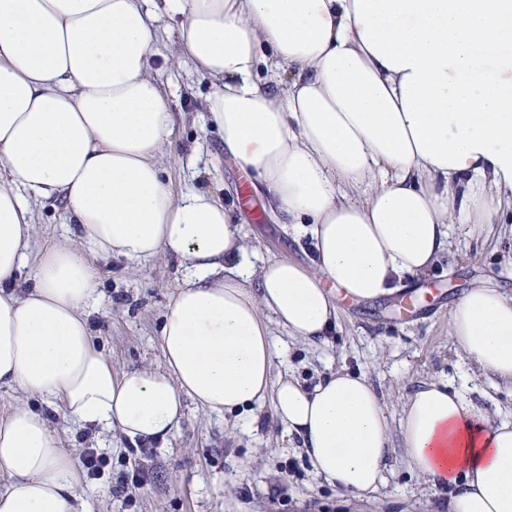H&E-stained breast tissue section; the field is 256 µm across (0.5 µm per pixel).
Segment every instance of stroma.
<instances>
[{"label":"stroma","instance_id":"1","mask_svg":"<svg viewBox=\"0 0 512 512\" xmlns=\"http://www.w3.org/2000/svg\"><path fill=\"white\" fill-rule=\"evenodd\" d=\"M153 66L169 94L175 120L163 158L174 191L211 189L223 194L238 234L259 257L310 262L308 237L295 236L273 218L263 198L243 206V172L225 152L216 130L207 126L204 99L210 82L190 64L165 65L177 22L166 17ZM31 255L64 241L70 226L62 203L37 200ZM512 226L493 225L482 238L452 228L449 245L426 275L399 292L373 302H338L336 330L329 344L310 345L274 325L278 358L274 377H296L314 385L344 369L365 375L386 403L392 448L386 482L371 498L357 499L315 476L301 455L299 440L275 418L265 399L257 421L248 415L210 413L187 404L166 444L136 446L118 430L82 427L68 420L58 399L0 387V417L25 405L42 413L74 457L88 448L107 458L100 479L84 480L86 512H443L427 478L409 464L399 427L402 399L425 382L465 386L476 405L496 418L512 420V387L475 373L448 337L453 301L474 282L490 278L512 290ZM97 305L89 314L93 339L114 372L163 367L160 324L183 281L184 269L160 255L137 264L123 259L99 262Z\"/></svg>","mask_w":512,"mask_h":512}]
</instances>
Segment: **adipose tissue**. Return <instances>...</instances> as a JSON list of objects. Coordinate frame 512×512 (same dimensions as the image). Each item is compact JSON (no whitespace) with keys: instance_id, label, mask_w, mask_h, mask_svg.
<instances>
[{"instance_id":"ef3b65f1","label":"adipose tissue","mask_w":512,"mask_h":512,"mask_svg":"<svg viewBox=\"0 0 512 512\" xmlns=\"http://www.w3.org/2000/svg\"><path fill=\"white\" fill-rule=\"evenodd\" d=\"M214 86L206 108L273 214L313 241L304 266L251 262L224 199L174 192L173 130L153 72L162 17ZM286 69L274 87L265 69ZM73 232L30 258L31 199ZM512 223V0H0V386L65 416L167 441L186 402L254 414L265 398L314 473L356 498L385 482L389 425L365 376L274 380L268 328L324 340L336 296L377 300L422 275L452 225ZM166 253L185 268L160 328L164 368L117 374L89 328L97 259ZM31 268L26 290L12 287ZM448 336L512 385V294L473 284ZM409 463L453 485L448 512H512V421L430 381L399 421ZM0 512H84L82 475L26 406L0 418Z\"/></svg>"}]
</instances>
